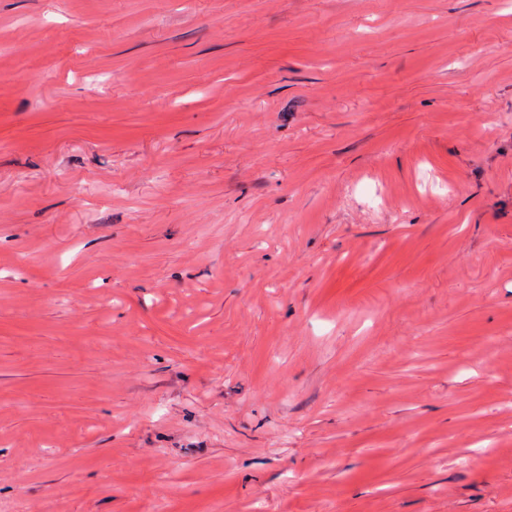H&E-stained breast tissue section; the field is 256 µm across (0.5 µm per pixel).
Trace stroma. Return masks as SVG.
<instances>
[{
	"instance_id": "obj_1",
	"label": "stroma",
	"mask_w": 512,
	"mask_h": 512,
	"mask_svg": "<svg viewBox=\"0 0 512 512\" xmlns=\"http://www.w3.org/2000/svg\"><path fill=\"white\" fill-rule=\"evenodd\" d=\"M0 512H512V0H0Z\"/></svg>"
}]
</instances>
